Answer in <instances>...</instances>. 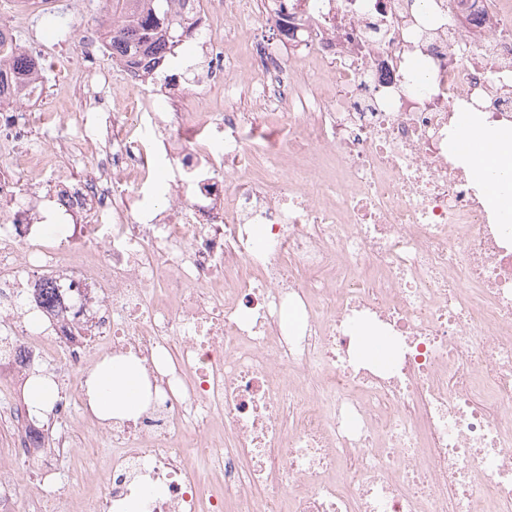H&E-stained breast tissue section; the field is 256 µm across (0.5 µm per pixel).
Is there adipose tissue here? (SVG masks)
Returning a JSON list of instances; mask_svg holds the SVG:
<instances>
[{
  "instance_id": "ef3b65f1",
  "label": "adipose tissue",
  "mask_w": 512,
  "mask_h": 512,
  "mask_svg": "<svg viewBox=\"0 0 512 512\" xmlns=\"http://www.w3.org/2000/svg\"><path fill=\"white\" fill-rule=\"evenodd\" d=\"M457 138L469 144L456 153L481 187L485 202L503 223H512V129L462 119ZM140 361L132 355L97 363L86 382L88 406L101 419L140 415L150 398Z\"/></svg>"
}]
</instances>
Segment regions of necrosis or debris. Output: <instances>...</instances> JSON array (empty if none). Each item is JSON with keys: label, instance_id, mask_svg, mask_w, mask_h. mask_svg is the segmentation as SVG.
Returning <instances> with one entry per match:
<instances>
[{"label": "necrosis or debris", "instance_id": "1", "mask_svg": "<svg viewBox=\"0 0 512 512\" xmlns=\"http://www.w3.org/2000/svg\"><path fill=\"white\" fill-rule=\"evenodd\" d=\"M287 8L293 38L251 45L254 99L288 126L262 144L243 135L253 113L232 108L163 112L150 135L136 101L116 109L103 91L90 114L42 111L64 57L39 32L22 46L16 28L58 4L13 0L0 20V55L24 60L0 85L21 106L0 113V334L16 356L0 373L52 357L64 421L103 356L134 355L151 389L136 419L94 422L117 452L85 471L87 494H17L20 476L44 483L81 441L64 425L38 444L27 407L7 408L0 512H125L134 497L143 512H512V237L448 151L460 113L512 126V0ZM221 11L232 24L219 33ZM67 20L85 62L75 96L99 83L92 58L143 87L86 0ZM277 21L253 0H211L186 32L203 34L204 68L168 69L164 87L180 99L233 85L236 26ZM91 121L111 152L84 135ZM162 163L165 209L142 193ZM42 282L58 295L46 333L22 311ZM356 322L391 339L389 367L358 360Z\"/></svg>", "mask_w": 512, "mask_h": 512}]
</instances>
